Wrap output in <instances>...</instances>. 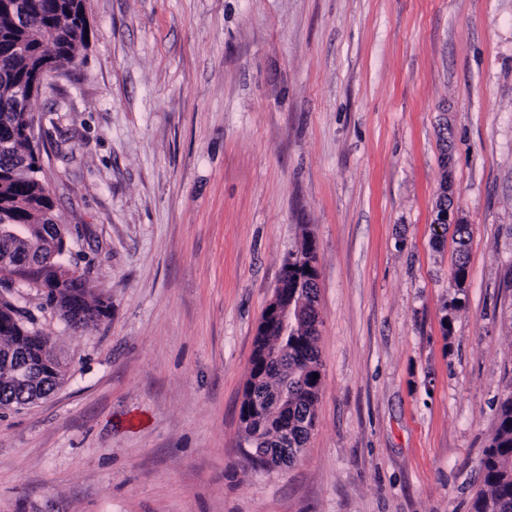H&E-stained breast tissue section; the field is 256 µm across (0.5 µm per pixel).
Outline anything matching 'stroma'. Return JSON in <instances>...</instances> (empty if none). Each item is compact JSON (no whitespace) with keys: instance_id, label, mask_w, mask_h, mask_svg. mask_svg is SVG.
I'll list each match as a JSON object with an SVG mask.
<instances>
[{"instance_id":"1","label":"stroma","mask_w":512,"mask_h":512,"mask_svg":"<svg viewBox=\"0 0 512 512\" xmlns=\"http://www.w3.org/2000/svg\"><path fill=\"white\" fill-rule=\"evenodd\" d=\"M84 3L33 145L111 315L76 330L0 285L67 365L0 409V512H471L512 391V0ZM306 236L315 426L255 467L254 337Z\"/></svg>"}]
</instances>
